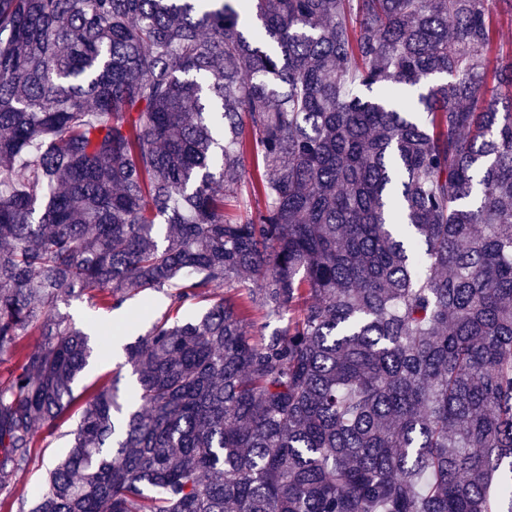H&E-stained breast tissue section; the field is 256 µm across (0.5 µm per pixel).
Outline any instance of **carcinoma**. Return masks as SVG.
<instances>
[{"instance_id": "carcinoma-1", "label": "carcinoma", "mask_w": 512, "mask_h": 512, "mask_svg": "<svg viewBox=\"0 0 512 512\" xmlns=\"http://www.w3.org/2000/svg\"><path fill=\"white\" fill-rule=\"evenodd\" d=\"M486 3L0 0V490L77 399L61 306L163 291L29 512H512Z\"/></svg>"}]
</instances>
